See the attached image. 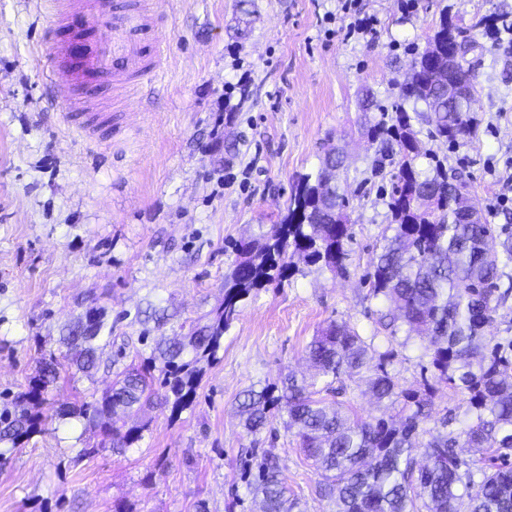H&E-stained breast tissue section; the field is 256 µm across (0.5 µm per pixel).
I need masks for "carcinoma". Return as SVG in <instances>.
<instances>
[{
  "instance_id": "obj_1",
  "label": "carcinoma",
  "mask_w": 512,
  "mask_h": 512,
  "mask_svg": "<svg viewBox=\"0 0 512 512\" xmlns=\"http://www.w3.org/2000/svg\"><path fill=\"white\" fill-rule=\"evenodd\" d=\"M475 42L462 35L451 15L440 14L433 35L399 88L393 112L364 129L377 155V173L385 164L393 190L388 202L394 234L371 259L368 278L373 295L396 304L398 315L382 314L381 329L395 337L401 328L427 333L425 355L434 383L401 389L388 370L394 353H376L349 324L329 322L314 337L307 357L310 380L290 373L281 384L242 393L238 409L244 426L258 433L274 413H285L305 460L319 472V495L330 512H512V338L485 334L512 293V235L496 240L495 227L464 220L456 191L468 189L460 174L448 175L441 161L427 170L417 165L419 129L428 138L459 146L472 138L480 120L473 105L453 108V93L436 84L432 69L453 61L449 81L470 80L464 61ZM411 105L406 109L405 105ZM346 157L326 155L317 173L300 177L286 212L258 238L230 243L235 260L224 276V299L209 322L187 336L157 342L142 369L119 373L112 389L91 395L76 409H61V418L85 420L93 432L112 437V449L124 450L143 438L147 425L116 426L121 414L146 403L171 405V413L192 406L205 368L217 360L224 334L240 315L241 303L254 292L294 277L293 256L309 266L343 272L351 240L349 199L344 188L328 186L323 167L342 168ZM90 333L80 322L67 328L60 342L69 361L89 374L99 365V342L112 337L104 306L85 313ZM370 373L367 386L377 402L401 406L394 422L383 416L364 419L346 402L328 399L334 383ZM59 374L55 355L42 363L14 410L0 412V444L16 448L44 431L41 408ZM444 384L467 396L466 419L445 435L424 439V424L435 386ZM482 448L491 464L472 470L458 448ZM261 498L263 512H293L279 457L261 450L249 482Z\"/></svg>"
}]
</instances>
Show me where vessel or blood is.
Listing matches in <instances>:
<instances>
[{"instance_id": "b4317fda", "label": "vessel or blood", "mask_w": 512, "mask_h": 512, "mask_svg": "<svg viewBox=\"0 0 512 512\" xmlns=\"http://www.w3.org/2000/svg\"><path fill=\"white\" fill-rule=\"evenodd\" d=\"M48 7L49 80L75 93L76 107L64 112L63 123L110 144L113 112L166 62L154 0H48Z\"/></svg>"}]
</instances>
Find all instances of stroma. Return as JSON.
I'll list each match as a JSON object with an SVG mask.
<instances>
[{"label":"stroma","mask_w":512,"mask_h":512,"mask_svg":"<svg viewBox=\"0 0 512 512\" xmlns=\"http://www.w3.org/2000/svg\"><path fill=\"white\" fill-rule=\"evenodd\" d=\"M166 73L153 80L109 147L88 149L61 114L69 102L50 84L42 0H0V408L23 393L43 353L63 356V326L107 306L112 342L93 376L63 373L42 408L44 433L22 447L0 444V512H260L242 474L251 451L275 443L297 512H326L319 475L283 417L251 435L237 413L248 387L307 373L304 350L329 321L374 336L384 298L367 279L391 222L390 183L358 126L380 117L363 106L398 100L399 85L449 8L477 46L467 56L481 118L469 142L424 140L428 156L465 176L484 220L512 228V47L471 31L478 14L512 20V0H357L374 34L346 36L343 0H158ZM332 146L349 154L353 239L347 271L301 266L292 280L241 305L189 409L150 408L142 440L117 454L82 421L54 409L102 392L137 361L139 336L184 334L224 298L230 242L258 236L284 213L299 175ZM167 324L148 320V306ZM393 349L401 388L422 385L420 337L374 336Z\"/></svg>","instance_id":"1"}]
</instances>
